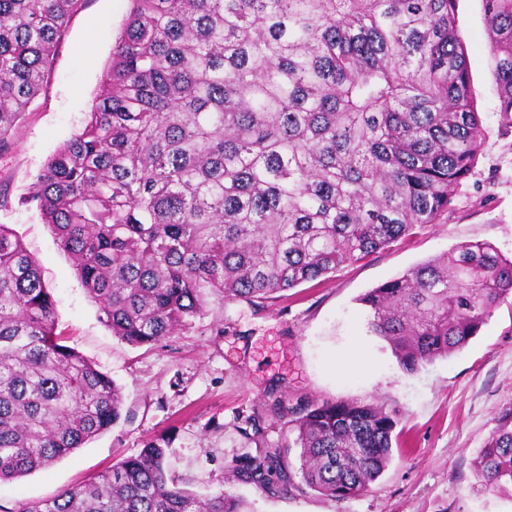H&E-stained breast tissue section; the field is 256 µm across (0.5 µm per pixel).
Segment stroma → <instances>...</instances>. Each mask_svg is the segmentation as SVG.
I'll return each mask as SVG.
<instances>
[{
  "instance_id": "35a3bbf8",
  "label": "stroma",
  "mask_w": 512,
  "mask_h": 512,
  "mask_svg": "<svg viewBox=\"0 0 512 512\" xmlns=\"http://www.w3.org/2000/svg\"><path fill=\"white\" fill-rule=\"evenodd\" d=\"M131 0H85L58 46L48 83L0 158V224L14 229L56 300L65 342L122 389L117 424L53 465L0 482V512L48 499L137 455L161 439L180 487L207 496L227 489L237 512H512V498L477 489L473 461L501 408L512 405V296L461 351L407 374L367 328L358 298L413 266L468 241L512 255V119L497 112L481 0H458L457 25L485 148L455 188L447 216L335 273L256 308L207 299L184 330L134 348L102 322L70 258L35 205L23 198L35 174L86 122L121 35ZM360 337L353 345L352 337ZM362 402L391 413L393 458L363 495L343 501L298 490L297 450L288 454L295 490L273 496L225 483L224 470L255 453L246 427L257 418L268 443L286 432L274 403Z\"/></svg>"
}]
</instances>
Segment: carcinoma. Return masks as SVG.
Segmentation results:
<instances>
[{
	"mask_svg": "<svg viewBox=\"0 0 512 512\" xmlns=\"http://www.w3.org/2000/svg\"><path fill=\"white\" fill-rule=\"evenodd\" d=\"M84 0H0V158L48 82ZM85 126L44 164L36 204L112 335L153 346L214 296L260 306L448 213L484 149L457 0H131ZM497 111L512 114V0H482ZM512 294V259L463 242L360 298L408 374L462 350ZM121 389L57 333L55 300L0 224V481L46 468L118 422ZM305 486L342 501L392 459L382 407L279 411ZM225 474L294 487L288 450ZM477 489L512 494V406L474 459ZM148 442L16 512H233L168 474Z\"/></svg>",
	"mask_w": 512,
	"mask_h": 512,
	"instance_id": "carcinoma-1",
	"label": "carcinoma"
}]
</instances>
